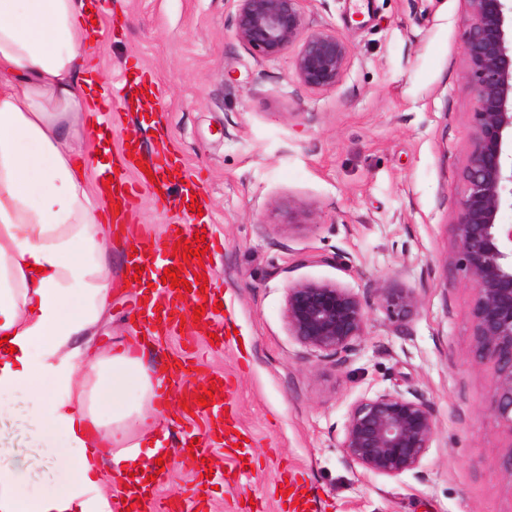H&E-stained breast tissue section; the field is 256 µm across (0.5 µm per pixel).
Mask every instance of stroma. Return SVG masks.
<instances>
[{"label":"stroma","mask_w":512,"mask_h":512,"mask_svg":"<svg viewBox=\"0 0 512 512\" xmlns=\"http://www.w3.org/2000/svg\"><path fill=\"white\" fill-rule=\"evenodd\" d=\"M236 0H105L108 37L91 49L107 85L153 74L150 108L112 110V142L166 139L179 174L199 186L201 226L230 345L198 337V385L236 378L249 452L241 484L209 490L206 512H234L291 469L309 512H512L502 461L512 433L490 410L493 370L473 354V291L453 224L474 137L464 73L467 0H307L308 26L342 36L351 53L336 86L301 85L291 53L256 59L234 36ZM300 201L318 223L276 224L272 202ZM353 260L351 270L333 263ZM375 281L417 291L401 326L381 310L344 364L317 357L284 320L286 289ZM135 287L115 292L94 338L108 352L132 335ZM385 390L423 394L438 432L420 473L386 477L349 465L339 447L348 410ZM153 493L187 497L198 477L178 443Z\"/></svg>","instance_id":"35a3bbf8"}]
</instances>
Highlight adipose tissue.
<instances>
[{
    "label": "adipose tissue",
    "mask_w": 512,
    "mask_h": 512,
    "mask_svg": "<svg viewBox=\"0 0 512 512\" xmlns=\"http://www.w3.org/2000/svg\"><path fill=\"white\" fill-rule=\"evenodd\" d=\"M94 0H0V421L23 412L34 452L68 471L30 489L31 467L0 446V512H111L100 486L127 478L147 498L171 432L154 417L167 380L139 337L91 342L112 296L105 248L110 140L85 114L96 97L85 53Z\"/></svg>",
    "instance_id": "1"
}]
</instances>
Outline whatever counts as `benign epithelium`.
<instances>
[{
	"label": "benign epithelium",
	"instance_id": "obj_1",
	"mask_svg": "<svg viewBox=\"0 0 512 512\" xmlns=\"http://www.w3.org/2000/svg\"><path fill=\"white\" fill-rule=\"evenodd\" d=\"M235 37L259 58L294 51L297 80L309 88L336 85L350 48L336 32L306 25V0H237ZM465 79L474 99L476 136L460 181L454 235L459 262L473 287V353L494 370L492 411L512 429V5L468 0ZM302 202L288 203V229L316 223ZM381 308L399 324L416 313L413 288L379 282L360 295L332 281L288 285V334L326 359L343 362L367 335L370 310ZM437 433L430 402L421 394L385 391L349 408L339 441L345 460L367 473L398 477L418 473Z\"/></svg>",
	"mask_w": 512,
	"mask_h": 512
}]
</instances>
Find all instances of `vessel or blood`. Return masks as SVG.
Returning a JSON list of instances; mask_svg holds the SVG:
<instances>
[{
    "instance_id": "vessel-or-blood-1",
    "label": "vessel or blood",
    "mask_w": 512,
    "mask_h": 512,
    "mask_svg": "<svg viewBox=\"0 0 512 512\" xmlns=\"http://www.w3.org/2000/svg\"><path fill=\"white\" fill-rule=\"evenodd\" d=\"M137 146H121L118 154L123 168L133 171L134 177L130 180H120L118 191L113 192V201L121 205L119 215H116V223L123 226V237L126 244L136 249L134 261L144 266L146 270H153L158 261H166L171 266L181 269V277L187 281H194L202 269L197 258L185 259L176 255V242L184 238L194 240L195 233L190 225V220L185 211H174L170 221V227L164 236L154 243H146L145 236L138 225L131 221V215L136 210L142 193L156 194L159 201L173 203L174 198L170 191V183L166 171L172 168L173 163L169 157H162L158 162L152 163L150 172L144 173L136 168L134 159ZM155 304L161 305V322H158L155 331L156 336H176L180 333V311L185 306L204 307L205 313L200 319V324L206 331L223 335L224 328L219 320L218 313L214 310L213 301L204 299L199 289L192 291H177L170 287L160 288L154 299ZM235 394L232 390V379L223 376L222 383L217 386L211 405H193L192 410L197 421L203 426L204 439L209 446H232L239 443L240 438L236 431L240 424L234 401ZM277 493L286 494L288 502H291L290 512H307L309 500L304 491V486L299 482L296 473H288L286 479L278 480L275 486Z\"/></svg>"
}]
</instances>
